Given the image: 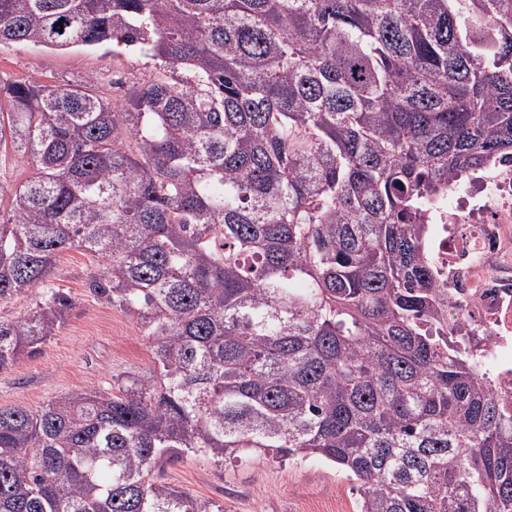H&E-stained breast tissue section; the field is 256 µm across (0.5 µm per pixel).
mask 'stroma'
<instances>
[{
  "label": "stroma",
  "instance_id": "stroma-1",
  "mask_svg": "<svg viewBox=\"0 0 512 512\" xmlns=\"http://www.w3.org/2000/svg\"><path fill=\"white\" fill-rule=\"evenodd\" d=\"M153 66L152 60L139 54L116 55L108 47L0 49L2 78L50 83L101 72L113 79L110 93L117 100L147 79ZM96 269V258L83 251L60 255L55 284L72 295L75 308L39 354L0 372V407L36 410L54 397L107 386L113 375L148 364L151 354L133 320L89 295L86 280ZM164 478L192 495L222 502L226 512H355L351 481L322 460L251 459L219 469L202 457L189 456L167 467Z\"/></svg>",
  "mask_w": 512,
  "mask_h": 512
}]
</instances>
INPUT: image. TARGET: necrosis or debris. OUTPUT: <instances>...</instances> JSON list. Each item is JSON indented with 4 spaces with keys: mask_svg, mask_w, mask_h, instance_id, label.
Here are the masks:
<instances>
[{
    "mask_svg": "<svg viewBox=\"0 0 512 512\" xmlns=\"http://www.w3.org/2000/svg\"><path fill=\"white\" fill-rule=\"evenodd\" d=\"M455 322L475 336L495 385L512 388V157L491 159L424 215Z\"/></svg>",
    "mask_w": 512,
    "mask_h": 512,
    "instance_id": "4bbe7bcc",
    "label": "necrosis or debris"
}]
</instances>
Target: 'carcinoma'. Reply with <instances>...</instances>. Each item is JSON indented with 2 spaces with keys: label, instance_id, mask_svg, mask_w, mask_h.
I'll list each match as a JSON object with an SVG mask.
<instances>
[{
  "label": "carcinoma",
  "instance_id": "obj_1",
  "mask_svg": "<svg viewBox=\"0 0 512 512\" xmlns=\"http://www.w3.org/2000/svg\"><path fill=\"white\" fill-rule=\"evenodd\" d=\"M154 61L0 78V371L75 306L59 255L151 362L0 407V512H226L155 476L321 459L356 512H512V390L449 326L432 200L512 155V0H0V45ZM0 173L3 176V196L0 202V212H4L7 215L11 188L28 179L33 171L17 155H14L9 148L6 152L2 151L0 155Z\"/></svg>",
  "mask_w": 512,
  "mask_h": 512
}]
</instances>
